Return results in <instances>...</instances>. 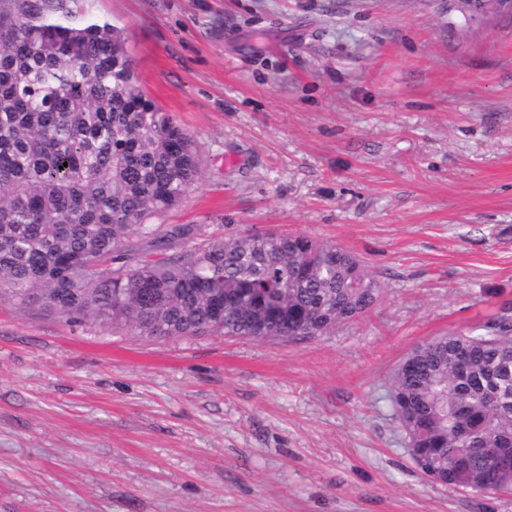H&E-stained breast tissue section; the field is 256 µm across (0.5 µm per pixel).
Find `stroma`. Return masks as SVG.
<instances>
[{
    "instance_id": "35a3bbf8",
    "label": "stroma",
    "mask_w": 512,
    "mask_h": 512,
    "mask_svg": "<svg viewBox=\"0 0 512 512\" xmlns=\"http://www.w3.org/2000/svg\"><path fill=\"white\" fill-rule=\"evenodd\" d=\"M196 136L166 224L355 254L362 317L154 341L0 301V512H512L415 467L403 356L512 307V17L454 0H96Z\"/></svg>"
}]
</instances>
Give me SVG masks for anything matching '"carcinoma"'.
Masks as SVG:
<instances>
[{
	"label": "carcinoma",
	"instance_id": "1",
	"mask_svg": "<svg viewBox=\"0 0 512 512\" xmlns=\"http://www.w3.org/2000/svg\"><path fill=\"white\" fill-rule=\"evenodd\" d=\"M201 171L195 136L146 97L124 30L90 0H0L1 302L146 338L280 340L375 304L378 282L334 244L272 232L200 247L198 226L158 223ZM407 358L390 401L423 454L416 467L455 488L511 490L512 319ZM492 466L490 483L471 480Z\"/></svg>",
	"mask_w": 512,
	"mask_h": 512
}]
</instances>
